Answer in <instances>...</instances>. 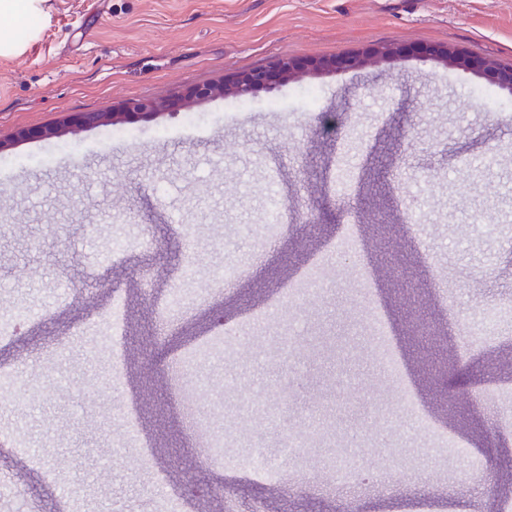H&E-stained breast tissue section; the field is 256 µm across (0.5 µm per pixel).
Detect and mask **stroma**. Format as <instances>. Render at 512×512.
Masks as SVG:
<instances>
[{
    "label": "stroma",
    "mask_w": 512,
    "mask_h": 512,
    "mask_svg": "<svg viewBox=\"0 0 512 512\" xmlns=\"http://www.w3.org/2000/svg\"><path fill=\"white\" fill-rule=\"evenodd\" d=\"M21 55L0 57V138L68 113L166 101L284 57L381 45H448L512 63V0H49ZM471 74L410 56L307 77L78 136L0 152V512H501L512 504V119L492 117ZM495 156L493 167L480 166ZM356 254L335 248L347 236ZM238 273L225 279L226 264ZM323 297L290 292L310 268ZM122 312L113 329V306ZM301 309L288 327L267 306ZM385 317L423 417L468 459L442 456L405 411L365 330ZM225 327H216L218 316ZM426 322L418 333L417 322ZM251 361L188 364L222 330ZM120 339L124 357L104 351ZM232 402L268 398L287 417L236 432L286 444L313 411L364 473L329 476V455L282 457L273 483L206 465L189 416L224 428ZM359 385L336 405V379ZM468 389L448 398L443 382ZM95 384L87 400V384ZM137 417L141 459L120 424ZM390 470L378 476L377 458ZM494 474L491 496L474 472ZM223 483L227 498L187 493ZM77 488L72 499L67 487Z\"/></svg>",
    "instance_id": "1"
}]
</instances>
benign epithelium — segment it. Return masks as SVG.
<instances>
[{
	"label": "benign epithelium",
	"instance_id": "benign-epithelium-1",
	"mask_svg": "<svg viewBox=\"0 0 512 512\" xmlns=\"http://www.w3.org/2000/svg\"><path fill=\"white\" fill-rule=\"evenodd\" d=\"M407 50L402 46H381L356 54L301 62L293 58H282L270 66L238 75L230 81L206 83L191 88L183 97L165 102H132L120 108H105L97 112H79L68 116L59 126L22 130L17 139H50L64 134L75 135L85 128L133 123L154 117L171 108H190L216 97L234 96L244 98L261 90H272L291 80L304 76H319L330 73L358 71L379 65L391 59L403 57ZM422 56L445 68L468 72L486 81L491 87L512 97V63H503L492 58L475 59L465 52L444 45L422 52Z\"/></svg>",
	"mask_w": 512,
	"mask_h": 512
}]
</instances>
